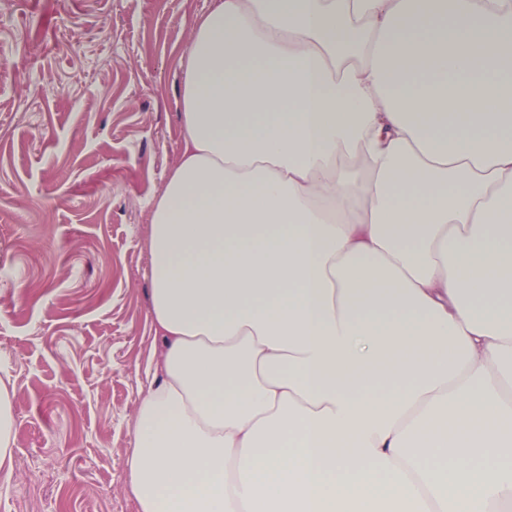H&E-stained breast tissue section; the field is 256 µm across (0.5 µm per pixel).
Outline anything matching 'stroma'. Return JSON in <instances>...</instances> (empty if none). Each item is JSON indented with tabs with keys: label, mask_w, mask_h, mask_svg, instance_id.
Instances as JSON below:
<instances>
[{
	"label": "stroma",
	"mask_w": 512,
	"mask_h": 512,
	"mask_svg": "<svg viewBox=\"0 0 512 512\" xmlns=\"http://www.w3.org/2000/svg\"><path fill=\"white\" fill-rule=\"evenodd\" d=\"M210 3L0 0V367L18 419L0 512H137L149 204Z\"/></svg>",
	"instance_id": "1"
}]
</instances>
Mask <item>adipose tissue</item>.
<instances>
[{"label": "adipose tissue", "mask_w": 512, "mask_h": 512, "mask_svg": "<svg viewBox=\"0 0 512 512\" xmlns=\"http://www.w3.org/2000/svg\"><path fill=\"white\" fill-rule=\"evenodd\" d=\"M151 203L138 512H512V0H212ZM16 414L0 378V471Z\"/></svg>", "instance_id": "1"}]
</instances>
